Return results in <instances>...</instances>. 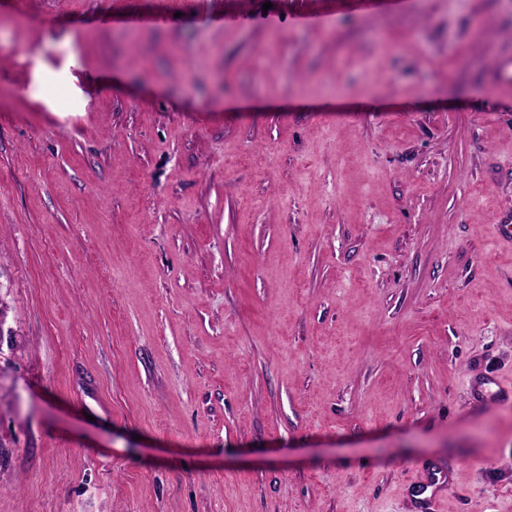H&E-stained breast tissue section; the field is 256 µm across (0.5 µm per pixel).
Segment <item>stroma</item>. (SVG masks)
Masks as SVG:
<instances>
[{
  "label": "stroma",
  "instance_id": "1",
  "mask_svg": "<svg viewBox=\"0 0 512 512\" xmlns=\"http://www.w3.org/2000/svg\"><path fill=\"white\" fill-rule=\"evenodd\" d=\"M512 0H0V512H512Z\"/></svg>",
  "mask_w": 512,
  "mask_h": 512
}]
</instances>
